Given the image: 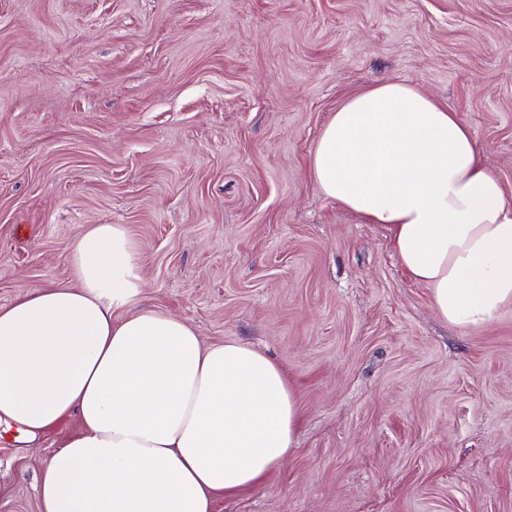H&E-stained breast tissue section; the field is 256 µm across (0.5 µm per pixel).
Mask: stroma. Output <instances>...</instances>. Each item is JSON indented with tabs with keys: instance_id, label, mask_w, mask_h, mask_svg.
Masks as SVG:
<instances>
[{
	"instance_id": "35a3bbf8",
	"label": "stroma",
	"mask_w": 512,
	"mask_h": 512,
	"mask_svg": "<svg viewBox=\"0 0 512 512\" xmlns=\"http://www.w3.org/2000/svg\"><path fill=\"white\" fill-rule=\"evenodd\" d=\"M467 124L512 205V0H0V306L124 225L136 309L287 374L294 448L214 512H512V305L460 328L308 172L375 81ZM80 430L0 426V512Z\"/></svg>"
}]
</instances>
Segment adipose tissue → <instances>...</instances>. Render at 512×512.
Segmentation results:
<instances>
[{
	"label": "adipose tissue",
	"mask_w": 512,
	"mask_h": 512,
	"mask_svg": "<svg viewBox=\"0 0 512 512\" xmlns=\"http://www.w3.org/2000/svg\"><path fill=\"white\" fill-rule=\"evenodd\" d=\"M318 190L384 225L438 316L479 327L512 304V208L456 112L386 79L348 98L309 157ZM120 224L74 243L76 285L0 307V423L27 440L81 429L40 467L42 512H212L293 446L283 369L253 346H204L186 320L130 311L141 281Z\"/></svg>",
	"instance_id": "ef3b65f1"
}]
</instances>
